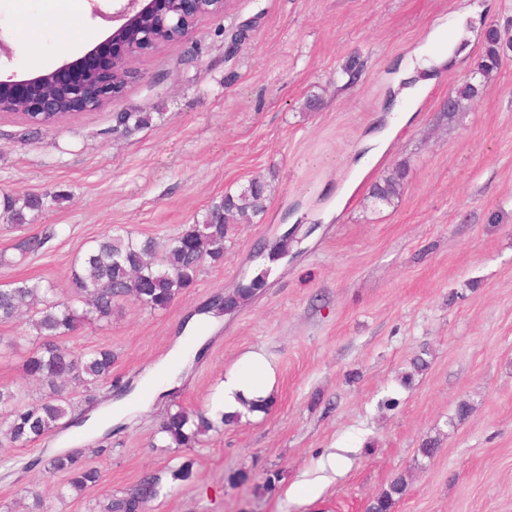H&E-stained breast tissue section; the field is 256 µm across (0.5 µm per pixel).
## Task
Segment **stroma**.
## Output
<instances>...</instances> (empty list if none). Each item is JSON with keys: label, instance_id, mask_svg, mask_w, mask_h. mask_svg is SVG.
Here are the masks:
<instances>
[{"label": "stroma", "instance_id": "35a3bbf8", "mask_svg": "<svg viewBox=\"0 0 512 512\" xmlns=\"http://www.w3.org/2000/svg\"><path fill=\"white\" fill-rule=\"evenodd\" d=\"M125 2L87 0L73 50L50 31L35 51L16 29L22 0H0L11 50L0 79L83 57L112 32L104 14ZM462 14L469 34L451 64L413 65L416 52L446 49ZM493 25L512 38V0H230L188 38L138 57L112 105L39 127L0 115V195L60 197L22 228L0 216V284L66 290L99 236L163 242L225 191L268 185L264 211L237 226L223 264H204L169 308L123 300L111 321L62 338L110 346L111 385L143 406L108 435L70 427L0 448V512H25L35 484L46 512H92L99 493L61 497L44 477L43 460L74 448L101 470L100 493L160 475L146 512H366L398 478L407 489L394 512H512V51L477 98L447 106ZM118 112L152 120L116 132ZM390 128L392 142L358 171ZM400 168V194L373 207L374 184ZM50 228L43 248L20 254V240ZM282 240L286 253L271 257ZM262 267V288L224 314L204 312ZM191 328L202 352L178 388L157 394L151 371ZM418 357L425 371L414 370ZM247 367L266 377L268 412L243 413L192 448L152 447L169 409H211L225 373ZM111 385L91 416L110 410ZM429 439L438 449L425 458ZM187 460L190 477L173 479ZM241 471L247 482H235ZM273 473L274 490L261 491Z\"/></svg>", "mask_w": 512, "mask_h": 512}]
</instances>
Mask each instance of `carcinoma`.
I'll return each instance as SVG.
<instances>
[{"instance_id": "1", "label": "carcinoma", "mask_w": 512, "mask_h": 512, "mask_svg": "<svg viewBox=\"0 0 512 512\" xmlns=\"http://www.w3.org/2000/svg\"><path fill=\"white\" fill-rule=\"evenodd\" d=\"M485 48L475 74L489 78L500 66L505 45L500 31L491 27L485 32ZM479 95V85L467 82L452 97L449 111L459 109L461 102ZM115 124L124 131H132L149 124L151 116L143 112H118ZM405 171L398 169L383 183L374 187L371 197L389 204L399 194ZM267 185L252 181L237 192L228 191L213 204L205 219L168 238L159 245L153 237L136 239L131 234H105L82 257L79 269L72 273V293L59 295L58 289L14 281L0 288V323L17 320L24 310L31 312L28 324L36 332L32 347L23 362L27 377L44 383L49 393L42 399L23 402L11 388L0 385V408L5 416L0 419V439L24 446L59 429L75 424L80 415L75 413L68 387L75 383L84 387L85 402L95 400L99 384L112 379L115 354L101 346L90 351L77 352L59 344L88 321H108L113 307L120 299L131 298L151 310H163L184 291L194 286L203 263H224L225 242L231 224H248L264 210ZM44 198L29 195L22 206L6 195L3 210L13 224L25 223L24 210H41ZM260 274L251 285L237 289L233 296L224 298V310L235 307L237 298L250 295L264 282ZM214 429V424L203 409L187 411L181 407L167 414L158 429L168 448H188L199 442V437ZM45 472L65 477L68 488L78 494L92 491L102 482L100 469L90 466L78 449L58 452L47 461ZM159 477H143L120 498H108L104 512H143L144 506L156 495ZM405 485L396 481L368 506L367 512H392L403 496Z\"/></svg>"}]
</instances>
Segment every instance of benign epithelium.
<instances>
[{"label": "benign epithelium", "mask_w": 512, "mask_h": 512, "mask_svg": "<svg viewBox=\"0 0 512 512\" xmlns=\"http://www.w3.org/2000/svg\"><path fill=\"white\" fill-rule=\"evenodd\" d=\"M223 12L224 0H127L112 16L117 27L109 39L80 60L46 75L0 80V108L18 107L38 122L100 110L127 85L128 78L117 77L118 63H125L130 75L139 56L158 48L157 33L168 35L172 42L182 40L201 19Z\"/></svg>", "instance_id": "7a95c632"}]
</instances>
